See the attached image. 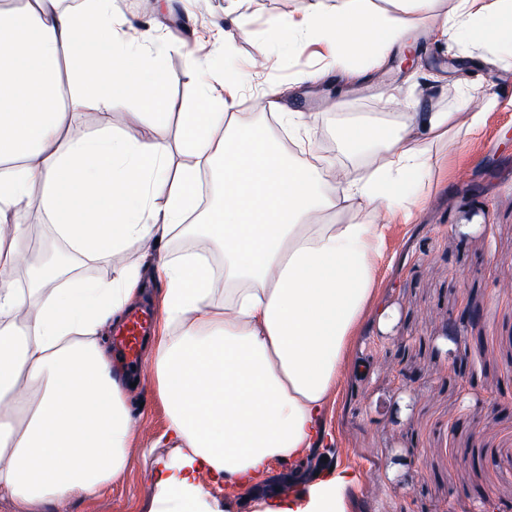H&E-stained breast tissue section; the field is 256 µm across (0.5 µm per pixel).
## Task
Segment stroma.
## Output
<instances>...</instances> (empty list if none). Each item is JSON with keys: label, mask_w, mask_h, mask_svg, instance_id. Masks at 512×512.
<instances>
[{"label": "stroma", "mask_w": 512, "mask_h": 512, "mask_svg": "<svg viewBox=\"0 0 512 512\" xmlns=\"http://www.w3.org/2000/svg\"><path fill=\"white\" fill-rule=\"evenodd\" d=\"M112 0V12L135 30L151 28L170 106L166 116L133 122L136 101L113 109L84 105L73 124L102 126L144 137L174 136L181 104L193 98L203 70L237 74V109L265 123L263 104L278 94L286 111L313 112L311 146L335 158L337 129L346 122L374 125L381 93L402 88V111L446 112L462 99L495 101L483 126L459 146L437 154L433 177L410 184L423 199L416 223L389 225L380 282L351 336L324 425L331 442L321 458L294 466L274 462L256 483L235 489L205 471L196 483L213 512H249L270 493L301 490L315 468L341 465L360 480L348 512H512V59L504 47L462 48L456 36L438 40L416 31L409 50H394L380 70L369 54L353 58L361 76L338 75L294 84L296 75L331 67L325 45L274 40L273 19L303 10L309 0ZM232 40H225V32ZM482 312L462 346L437 336L443 319L467 308ZM135 419L128 465L98 495L43 506L42 512H154L157 462L174 455L160 442L168 414L152 370L127 388ZM495 485L486 499L481 490Z\"/></svg>", "instance_id": "stroma-1"}]
</instances>
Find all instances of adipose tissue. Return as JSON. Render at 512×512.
I'll return each mask as SVG.
<instances>
[{
    "label": "adipose tissue",
    "mask_w": 512,
    "mask_h": 512,
    "mask_svg": "<svg viewBox=\"0 0 512 512\" xmlns=\"http://www.w3.org/2000/svg\"><path fill=\"white\" fill-rule=\"evenodd\" d=\"M388 2L312 0L272 32L292 45L330 42L337 72L352 80L350 57L370 48L382 64L419 28L444 35L453 25L467 43L512 47V0H454L449 12L438 0ZM151 41L147 31L125 39L112 0L72 10L0 0V499L89 498L125 469L135 427L128 380L99 334L124 319L148 276L163 286L148 360L168 410L163 437L178 448L163 464L157 503L211 512L197 472L241 485L272 460L306 456L378 283L386 227L422 209L418 198L395 209L387 200L413 174L431 175L432 146L455 145L485 117L465 100L451 112L392 113L384 137L343 126L344 153L367 156L353 169L316 155L290 161L210 80L186 105L175 140L75 130V103L167 108ZM214 170L222 203L205 222L192 220L201 177ZM37 211L85 258L116 259L136 242L154 263H119L108 281L20 282ZM177 238L220 252L223 303L207 257L169 252ZM357 481L330 467L254 512H347Z\"/></svg>",
    "instance_id": "1"
}]
</instances>
